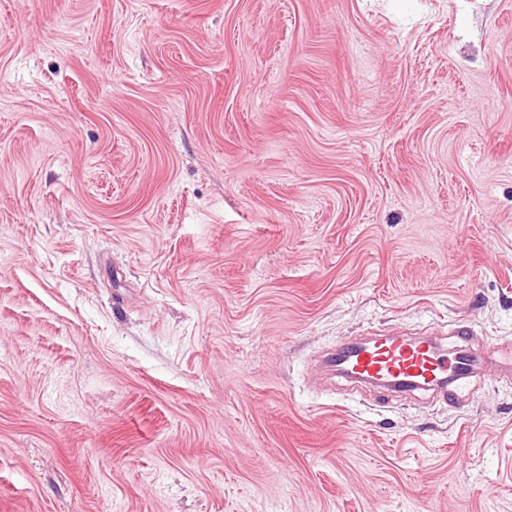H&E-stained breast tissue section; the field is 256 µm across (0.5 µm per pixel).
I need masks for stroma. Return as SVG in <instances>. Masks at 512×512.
I'll return each mask as SVG.
<instances>
[{
	"label": "stroma",
	"instance_id": "stroma-1",
	"mask_svg": "<svg viewBox=\"0 0 512 512\" xmlns=\"http://www.w3.org/2000/svg\"><path fill=\"white\" fill-rule=\"evenodd\" d=\"M512 0H0V512H512ZM451 336L454 345L448 348L439 338L404 336L349 343L337 353L334 366L354 382L387 383V392L432 390L454 401L465 394L473 397L470 379L479 362L461 351L470 331L456 327Z\"/></svg>",
	"mask_w": 512,
	"mask_h": 512
}]
</instances>
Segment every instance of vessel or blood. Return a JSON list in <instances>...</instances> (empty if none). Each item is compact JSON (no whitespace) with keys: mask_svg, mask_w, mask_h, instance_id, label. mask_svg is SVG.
I'll list each match as a JSON object with an SVG mask.
<instances>
[{"mask_svg":"<svg viewBox=\"0 0 512 512\" xmlns=\"http://www.w3.org/2000/svg\"><path fill=\"white\" fill-rule=\"evenodd\" d=\"M470 332L457 327L453 346L440 339L387 336L343 345L335 362L355 382H384L393 392L436 391L455 400L474 395L470 379L479 366L466 355Z\"/></svg>","mask_w":512,"mask_h":512,"instance_id":"vessel-or-blood-1","label":"vessel or blood"}]
</instances>
